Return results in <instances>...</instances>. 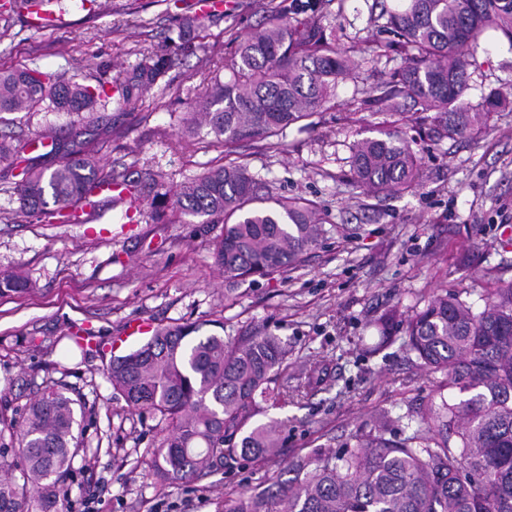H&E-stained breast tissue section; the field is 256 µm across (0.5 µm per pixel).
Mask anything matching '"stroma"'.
<instances>
[{
  "mask_svg": "<svg viewBox=\"0 0 512 512\" xmlns=\"http://www.w3.org/2000/svg\"><path fill=\"white\" fill-rule=\"evenodd\" d=\"M203 16L194 54L179 57L168 87L155 86L124 107L109 106L86 138L103 170L135 180L145 171L178 184L233 161L275 197L302 198L324 222L317 245L294 269L239 283L225 296L214 265L219 224L165 214L150 198L122 204L100 198L78 223H47L21 213L13 193L22 160L0 161V270L35 282L30 291L0 295V412L21 416L44 389L62 390L81 411V446L72 475L60 485L59 512H221L224 500L259 493L294 478L291 464L318 452L351 448L384 412H421L437 378L409 360L404 325L373 358L374 323L397 309L412 313L444 291L479 303L487 290L512 282V40L485 35L475 50L466 97L497 94L508 105L487 127L464 137L418 135L420 115L402 121L367 104L380 81L402 70L405 55L382 7L403 0H321L319 15L296 0H223ZM125 0H97L95 15L71 6L50 28L16 20L0 40V68L42 71L113 82L144 54L174 45L180 20L196 0H139L131 26L115 28ZM277 6L294 25L319 23L326 39L356 65L336 86V106L313 125L291 126L284 138L240 143L233 153L206 135L184 133L187 92L206 64L230 59L240 39ZM65 112H16L0 118V138L33 142L67 136ZM398 125L421 162L419 185L374 193L357 187L350 148ZM191 323L200 335L266 333L288 346L300 368L327 367L331 376L313 395L289 397L259 414L281 421L276 460L215 466L192 483H160L149 473L163 437L156 416L132 409L106 375L110 357L98 343L124 337V350L144 343L131 324Z\"/></svg>",
  "mask_w": 512,
  "mask_h": 512,
  "instance_id": "1",
  "label": "stroma"
}]
</instances>
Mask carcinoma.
I'll list each match as a JSON object with an SVG mask.
<instances>
[{"instance_id":"1","label":"carcinoma","mask_w":512,"mask_h":512,"mask_svg":"<svg viewBox=\"0 0 512 512\" xmlns=\"http://www.w3.org/2000/svg\"><path fill=\"white\" fill-rule=\"evenodd\" d=\"M61 0H4L0 38L20 9L39 14ZM400 36L406 66L375 88L381 110L395 115L411 100L431 112L430 135L462 137L487 126L507 100L492 95L477 105L469 88V51L490 31L512 41V0H408L389 14ZM199 18L183 19L179 49L194 53L191 34ZM173 66L167 50L146 55L117 77L116 104H128L164 80ZM203 74L202 87L183 118L185 132L206 130L229 149L248 140L282 136L292 126L334 106L336 84L352 76L350 58L328 42L317 24L292 26L273 7L266 22L241 39L235 57ZM103 82L84 84L38 67L0 70V114L69 112L79 120L107 108ZM47 155L58 159L47 172L27 159L14 194L28 215L77 220L95 206V190L120 186L169 203L203 224H222L213 247L215 263L231 285L271 276L302 262L318 243L319 217L299 198L264 197L262 180L240 164L210 169L188 182L167 185L146 173L134 186L98 165L86 142L74 135L52 137ZM355 183L375 192L411 186L419 159L398 131H381L351 147ZM29 282L0 271V291H23ZM400 314L378 319L380 340L366 354L386 347ZM408 350L429 373L443 375L439 387L470 397L432 402L412 433L391 436L393 418L380 414L357 435L355 447L300 457L296 478L261 494L224 501L222 512H512V282L495 289L477 310L459 292H445L405 320ZM187 325H160L138 349L112 359L108 377L128 406L160 416L165 434L154 453L152 474L162 482L191 483L204 470L231 460L264 459L281 448V424L255 423L260 405L288 398V349L277 336L225 338L211 334L188 341ZM323 368L295 387L315 390L326 382ZM76 401L51 389L31 400L16 420L0 417V512H56V487L72 472L79 447ZM21 470L24 482L13 479Z\"/></svg>"}]
</instances>
